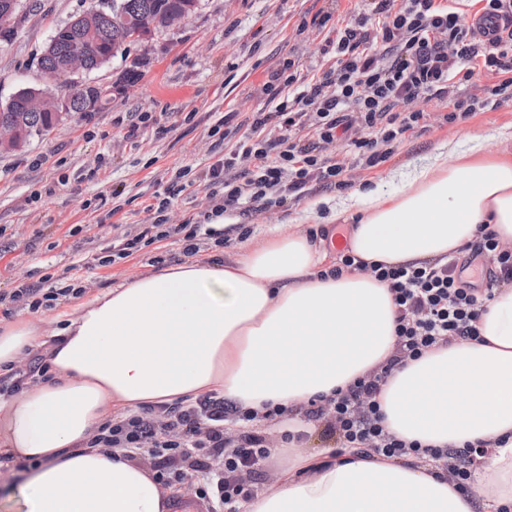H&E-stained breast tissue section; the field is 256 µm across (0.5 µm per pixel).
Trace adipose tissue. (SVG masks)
Returning a JSON list of instances; mask_svg holds the SVG:
<instances>
[{
    "label": "adipose tissue",
    "instance_id": "ef3b65f1",
    "mask_svg": "<svg viewBox=\"0 0 512 512\" xmlns=\"http://www.w3.org/2000/svg\"><path fill=\"white\" fill-rule=\"evenodd\" d=\"M398 190L324 195L303 220L345 223L346 250L365 262L435 264L490 225L512 244V160L487 136L437 145ZM309 234L267 226L235 258L173 263L62 308L0 321V369L47 350L48 379L0 395V466L27 463L25 512H167L170 493L147 466L88 442L109 413L210 393L258 414L333 397L396 347V307L383 282L349 268L330 276ZM474 340L406 359L377 401L387 431L436 448L485 443L469 488L441 461L361 458L355 449H292L275 487L246 512H512V287L484 304Z\"/></svg>",
    "mask_w": 512,
    "mask_h": 512
}]
</instances>
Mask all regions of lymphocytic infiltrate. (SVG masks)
Masks as SVG:
<instances>
[{
	"instance_id": "1",
	"label": "lymphocytic infiltrate",
	"mask_w": 512,
	"mask_h": 512,
	"mask_svg": "<svg viewBox=\"0 0 512 512\" xmlns=\"http://www.w3.org/2000/svg\"><path fill=\"white\" fill-rule=\"evenodd\" d=\"M371 20L376 28L369 33L365 27ZM322 52L336 58L330 72L302 79L281 70L270 75L264 90L271 108L253 113L250 136L203 173L213 188L210 212L181 224L167 223L165 212L187 189L184 183L172 182L164 198L151 206L158 215L156 223L114 239L105 254L97 256L98 265L173 237L182 242L184 255L192 257L200 251L198 235L223 240V230L210 222L226 212L243 206L265 210L278 199L302 198L314 180L343 187L345 165L327 155L328 145L341 144L374 167L426 128V113L410 110L411 102L443 100L448 122L469 118L477 106L459 95L457 75L469 78L483 71L499 76V83L487 90L492 99L512 89V29L482 39L460 8L442 5L441 0H364L362 8L338 24L335 39L327 41ZM272 129L280 130L279 138H268ZM465 251L468 263L478 264L487 288L512 282V247L502 244L493 231H481ZM466 265L455 255L443 264L422 267L369 264V271L388 284L397 308L396 354L337 397L311 403L306 420L321 424L324 436L342 448L387 458L443 460L449 481L465 486L475 447L450 453L395 438L383 425L376 396L404 359L457 338L476 339L481 299L461 277ZM82 292L71 282L48 288L25 284L9 299L36 311ZM288 413L287 407L277 405L258 417L211 394L105 422L90 445L117 449L129 458L150 457L162 485L195 482V497L210 512H236L239 501L253 498L254 477L271 453L266 431L253 428V421L280 422Z\"/></svg>"
}]
</instances>
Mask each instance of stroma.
Segmentation results:
<instances>
[{
  "label": "stroma",
  "mask_w": 512,
  "mask_h": 512,
  "mask_svg": "<svg viewBox=\"0 0 512 512\" xmlns=\"http://www.w3.org/2000/svg\"><path fill=\"white\" fill-rule=\"evenodd\" d=\"M110 0H42L14 35L0 40V103L18 89L59 92L64 79L48 78L38 61L53 31L91 7ZM357 0H199L196 11L167 30L131 44L130 57L145 59L142 77L113 94L104 109L73 117L21 150L0 153V294L45 278L79 279L97 291L153 271L151 257L182 260V245L170 240L102 267L91 257L112 239L152 223L149 209L175 174L188 189L173 201L170 223L210 211L209 191L197 184L201 170L248 135L252 112L267 106L263 85L293 62L298 76L334 66L320 48ZM428 112L426 131L395 148L385 163L369 168L345 158L347 189L377 186L387 172L429 153L444 141L495 134L512 126V100L466 119H445L446 103L417 101ZM223 121L224 141L209 130ZM139 124L137 137L127 134ZM312 184L306 199H287L269 211L223 223L259 230L290 229L309 199L323 195Z\"/></svg>",
  "instance_id": "stroma-1"
}]
</instances>
